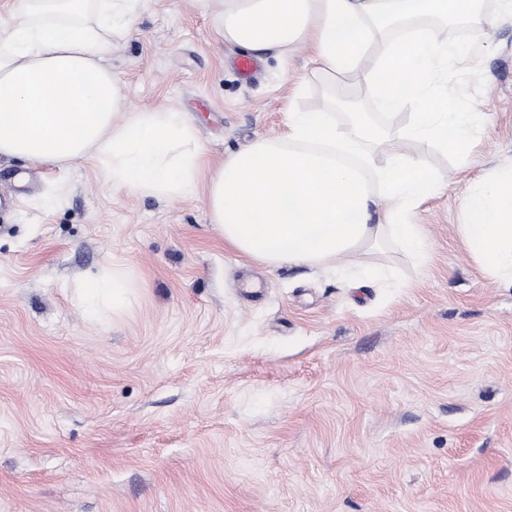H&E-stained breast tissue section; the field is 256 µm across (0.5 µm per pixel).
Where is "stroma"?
<instances>
[{
	"instance_id": "1",
	"label": "stroma",
	"mask_w": 512,
	"mask_h": 512,
	"mask_svg": "<svg viewBox=\"0 0 512 512\" xmlns=\"http://www.w3.org/2000/svg\"><path fill=\"white\" fill-rule=\"evenodd\" d=\"M479 0L480 55L448 93L489 122L394 246L273 268L224 244L206 189L115 191L93 158L0 156V512H512V288L459 242L471 181L512 163V23ZM203 0H147L112 47L128 110L185 113L215 166L324 102L306 46L237 68ZM339 264V265H340ZM121 266L122 315L75 291Z\"/></svg>"
}]
</instances>
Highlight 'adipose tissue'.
I'll use <instances>...</instances> for the list:
<instances>
[{
  "label": "adipose tissue",
  "mask_w": 512,
  "mask_h": 512,
  "mask_svg": "<svg viewBox=\"0 0 512 512\" xmlns=\"http://www.w3.org/2000/svg\"><path fill=\"white\" fill-rule=\"evenodd\" d=\"M225 43L261 56L310 42L321 82L356 75L377 109L410 121L393 133L366 114L337 121L334 103L288 115L213 169L183 113L126 111L108 60L145 0H15L0 16V155L66 163L93 154L112 187L181 199L208 185L211 221L226 245L269 266H321L390 243L418 263L428 243L413 211L439 190L418 141L465 154L486 123L445 88L451 64L479 54L423 20L474 15L478 0H218ZM394 210L373 218L382 199ZM461 241L480 268L512 287V165L472 182ZM133 284L99 273L77 300L89 315L125 309Z\"/></svg>",
  "instance_id": "adipose-tissue-1"
}]
</instances>
